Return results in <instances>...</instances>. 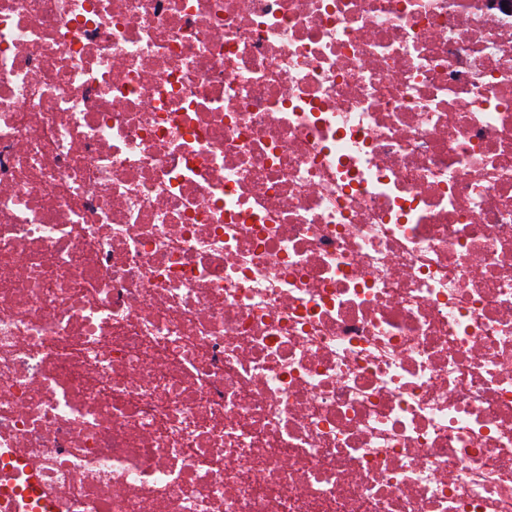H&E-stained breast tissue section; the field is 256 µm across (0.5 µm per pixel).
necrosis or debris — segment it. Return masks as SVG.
<instances>
[{
	"label": "necrosis or debris",
	"mask_w": 512,
	"mask_h": 512,
	"mask_svg": "<svg viewBox=\"0 0 512 512\" xmlns=\"http://www.w3.org/2000/svg\"><path fill=\"white\" fill-rule=\"evenodd\" d=\"M0 512H512V0H0Z\"/></svg>",
	"instance_id": "1"
}]
</instances>
